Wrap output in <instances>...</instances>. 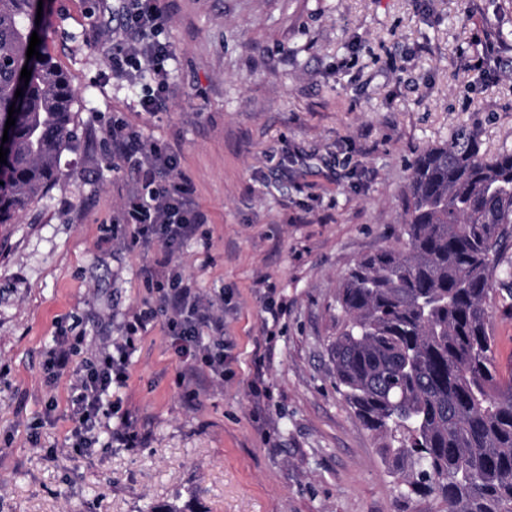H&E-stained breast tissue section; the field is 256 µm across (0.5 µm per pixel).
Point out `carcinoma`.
I'll return each mask as SVG.
<instances>
[{"instance_id":"cac0c4a2","label":"carcinoma","mask_w":512,"mask_h":512,"mask_svg":"<svg viewBox=\"0 0 512 512\" xmlns=\"http://www.w3.org/2000/svg\"><path fill=\"white\" fill-rule=\"evenodd\" d=\"M39 0H0V224L41 201L70 139L74 89L42 53L27 58ZM31 70L20 85L23 67ZM23 96L15 97L17 88ZM400 249L362 258L343 277V322L329 344L336 386L407 493L445 512H512V374L494 366L493 276L512 235V152L491 158L473 130L409 165Z\"/></svg>"}]
</instances>
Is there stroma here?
<instances>
[{
	"mask_svg": "<svg viewBox=\"0 0 512 512\" xmlns=\"http://www.w3.org/2000/svg\"><path fill=\"white\" fill-rule=\"evenodd\" d=\"M40 39L75 90L74 137L48 198L0 226V512H444L406 495L378 438L336 388V295L366 254L402 247L408 166L461 129L512 151V44L474 61L512 0H166V107L150 76H107L90 0H45ZM167 143L210 217L175 263L224 296L233 359L192 374L161 323L104 407L144 446L74 453L70 375L43 368L54 337L83 332L74 369L143 307L149 258L110 227L140 185L106 164L113 118ZM274 289L282 305L266 312ZM494 365L512 374V293L493 300Z\"/></svg>",
	"mask_w": 512,
	"mask_h": 512,
	"instance_id": "obj_1",
	"label": "stroma"
}]
</instances>
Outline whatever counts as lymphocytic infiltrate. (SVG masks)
Instances as JSON below:
<instances>
[{"label": "lymphocytic infiltrate", "mask_w": 512, "mask_h": 512, "mask_svg": "<svg viewBox=\"0 0 512 512\" xmlns=\"http://www.w3.org/2000/svg\"><path fill=\"white\" fill-rule=\"evenodd\" d=\"M168 22V11L160 0H118L111 21L98 25L106 45L108 67L113 78L134 81L150 73L153 89L139 100L142 111L158 112L166 102L173 55L170 42L159 36ZM112 155L137 172L141 189L127 202L123 223L113 225L112 234L131 248L150 252L142 270L143 285L155 301L130 316L120 338L101 351L95 361L75 371L70 418L73 448L84 452L99 438L125 448H138L143 436L129 417L113 420L102 397L112 385L125 383L136 342L154 321H162L165 333L180 358L201 371L211 382L224 380L223 298L204 297L174 264L175 255L193 239L208 215L194 202L184 180L175 178L180 166L170 147L129 132L113 121Z\"/></svg>", "instance_id": "f902f5d3"}]
</instances>
